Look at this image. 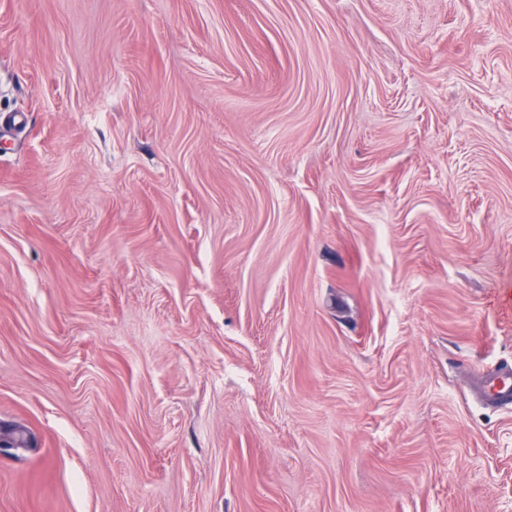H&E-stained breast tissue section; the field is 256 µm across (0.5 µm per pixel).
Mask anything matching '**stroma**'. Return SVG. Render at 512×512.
Returning <instances> with one entry per match:
<instances>
[{"instance_id": "stroma-1", "label": "stroma", "mask_w": 512, "mask_h": 512, "mask_svg": "<svg viewBox=\"0 0 512 512\" xmlns=\"http://www.w3.org/2000/svg\"><path fill=\"white\" fill-rule=\"evenodd\" d=\"M504 367L512 0H0V512H512ZM481 398L493 405L504 406L512 404V373L501 370L488 377L480 388Z\"/></svg>"}]
</instances>
